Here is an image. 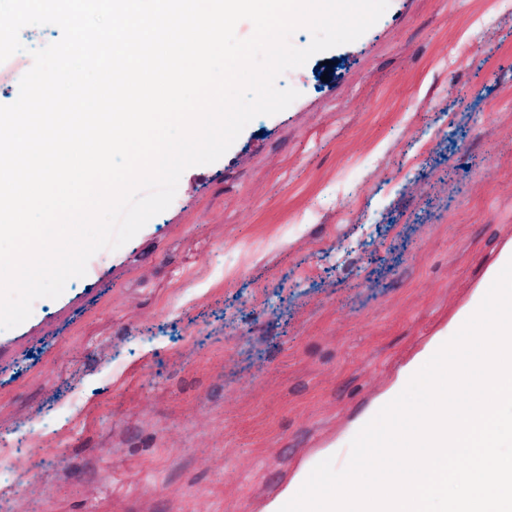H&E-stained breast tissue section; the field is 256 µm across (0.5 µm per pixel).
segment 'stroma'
<instances>
[{"mask_svg": "<svg viewBox=\"0 0 512 512\" xmlns=\"http://www.w3.org/2000/svg\"><path fill=\"white\" fill-rule=\"evenodd\" d=\"M0 331V512H260L512 242V8L390 0Z\"/></svg>", "mask_w": 512, "mask_h": 512, "instance_id": "1", "label": "stroma"}]
</instances>
